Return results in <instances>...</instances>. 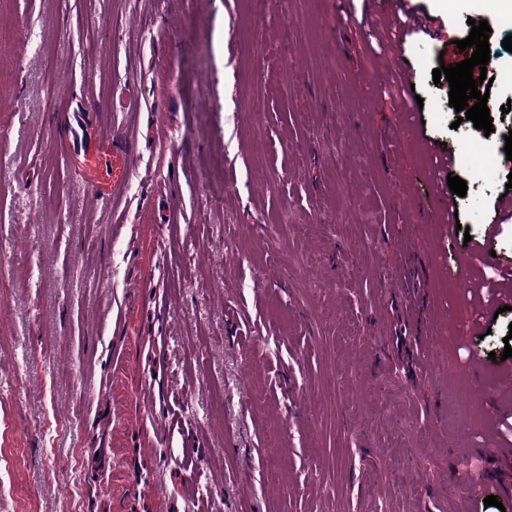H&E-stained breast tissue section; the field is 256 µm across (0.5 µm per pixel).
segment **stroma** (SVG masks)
<instances>
[{
	"label": "stroma",
	"mask_w": 512,
	"mask_h": 512,
	"mask_svg": "<svg viewBox=\"0 0 512 512\" xmlns=\"http://www.w3.org/2000/svg\"><path fill=\"white\" fill-rule=\"evenodd\" d=\"M408 12L398 39L389 0H0V512H183L190 490L200 512H512V453L487 451L512 415V357L490 358L512 310L489 302L512 20ZM472 19L490 134L433 79ZM87 97L135 149L107 207L65 147ZM451 172L457 230L430 219ZM460 456L484 477L452 497Z\"/></svg>",
	"instance_id": "1"
}]
</instances>
